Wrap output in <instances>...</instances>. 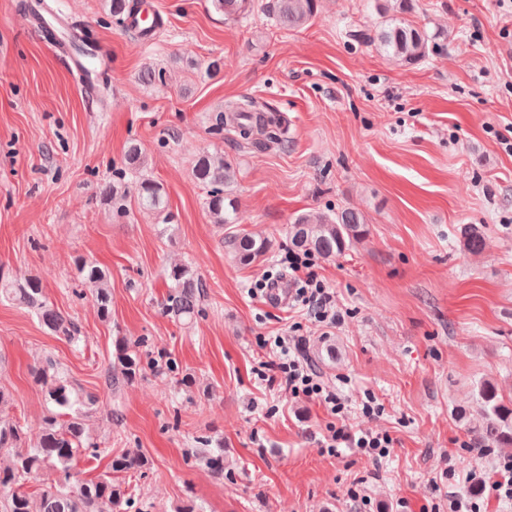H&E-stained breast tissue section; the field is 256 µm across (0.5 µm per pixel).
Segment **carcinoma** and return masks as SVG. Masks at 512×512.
<instances>
[{
	"label": "carcinoma",
	"instance_id": "carcinoma-1",
	"mask_svg": "<svg viewBox=\"0 0 512 512\" xmlns=\"http://www.w3.org/2000/svg\"><path fill=\"white\" fill-rule=\"evenodd\" d=\"M112 17L125 23L126 15L139 8L137 0H109ZM216 9L229 18L238 19L247 14L250 0H213ZM317 0H271L269 12L275 22L288 30L298 29L316 15ZM388 16L375 35L356 31L353 37L378 45L395 63L410 66L425 60L432 47L428 34L416 27L407 15L413 10V0H395L379 6ZM239 136L249 139L254 131L265 134L266 140L256 141L258 148L281 139L284 127L280 122L259 118V126L250 123L237 125ZM125 166L138 173L135 185L138 210L155 216L166 224L167 194L163 185L144 172L145 156L141 148L132 145L125 155ZM233 165L230 160L201 153L194 164V173L208 187L207 210L216 224H235L238 220V201L225 192L231 180ZM127 197L126 189L106 183L99 190L105 205ZM368 232L364 217L353 209H343L333 216L315 219L300 215L288 226L289 248L301 252L332 258L344 252L355 240ZM235 258L247 266L266 256L271 241L256 232L234 229L228 233ZM464 246L472 253L484 250L486 237L483 230L470 225L464 230ZM77 267L83 280L95 284L94 302L99 316L108 320L112 315L110 273L94 262L79 258ZM166 279L169 291L163 304L164 312L179 322L190 323L203 313L201 298L205 284L188 264L170 267ZM0 297L35 312L40 322L53 334L68 341H80L78 326L48 305L42 278L36 275L14 274L0 266ZM143 341H129L125 337L115 340V362L108 369L106 384L113 393L143 375L141 354L134 347ZM29 374L43 392L46 413L41 425L33 431L6 413L10 393L0 386V456L9 457V463L0 465V489L11 494L0 500V512H140L139 500L128 487L112 481V474L143 472L144 458L131 452L110 457L109 473L97 479H75V465L79 458L95 459L103 449L87 424L90 410L96 406V397L61 373L56 362L47 357L30 368ZM477 403L482 416V427L477 431L479 443L495 448L512 447V401H505L497 385L489 379L477 387ZM205 465L217 475H224V448L208 451L202 456ZM37 492L39 506L33 497L20 490L25 481L43 474Z\"/></svg>",
	"mask_w": 512,
	"mask_h": 512
}]
</instances>
